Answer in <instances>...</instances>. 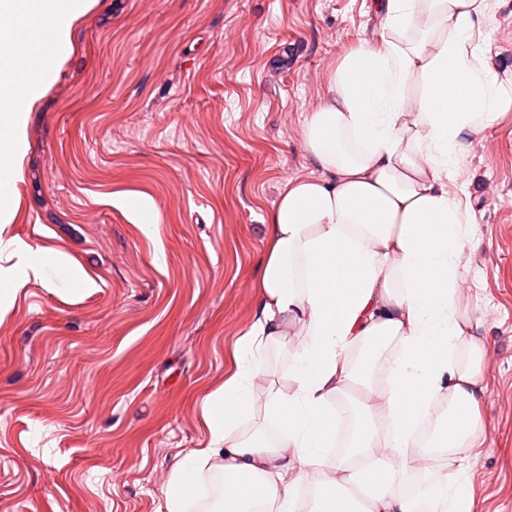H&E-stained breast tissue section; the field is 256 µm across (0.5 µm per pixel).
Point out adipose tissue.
<instances>
[{"label":"adipose tissue","instance_id":"obj_1","mask_svg":"<svg viewBox=\"0 0 512 512\" xmlns=\"http://www.w3.org/2000/svg\"><path fill=\"white\" fill-rule=\"evenodd\" d=\"M98 0H0V217L18 196L26 127ZM494 0H376V40L330 74L305 117L316 169L274 204L255 314L234 364L202 400L207 437L175 457L157 512H192L205 476L207 512H473L458 464L479 416L428 440L439 401L477 408L486 348L470 335L459 285L471 263L472 216L449 189L467 140L512 109L481 25ZM0 302L29 282L50 290L95 281L59 251L14 242ZM296 344H289V337ZM389 349L386 379L351 355ZM291 346L285 389L264 364Z\"/></svg>","mask_w":512,"mask_h":512}]
</instances>
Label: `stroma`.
<instances>
[{
	"label": "stroma",
	"instance_id": "35a3bbf8",
	"mask_svg": "<svg viewBox=\"0 0 512 512\" xmlns=\"http://www.w3.org/2000/svg\"><path fill=\"white\" fill-rule=\"evenodd\" d=\"M378 28L374 0H99L32 114L0 232L97 282H30L0 319V512H157L251 321L261 226L313 170L305 116ZM482 32L512 78V0ZM468 149L450 185L474 215L459 301L488 389L466 472L474 512H512V111ZM137 195L152 234L117 203ZM121 202L135 216L138 226L144 234H151L155 224H158L159 213L153 200L148 196L124 197Z\"/></svg>",
	"mask_w": 512,
	"mask_h": 512
}]
</instances>
